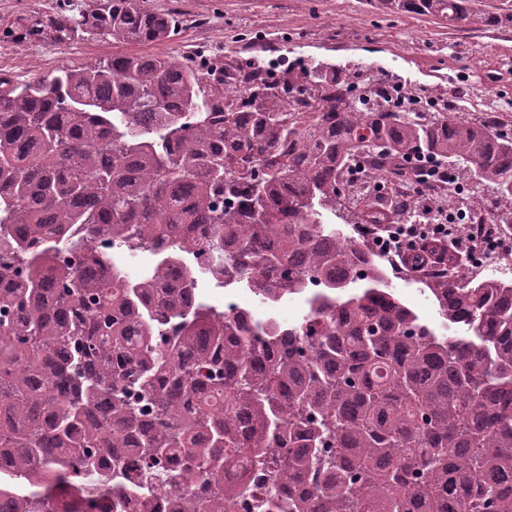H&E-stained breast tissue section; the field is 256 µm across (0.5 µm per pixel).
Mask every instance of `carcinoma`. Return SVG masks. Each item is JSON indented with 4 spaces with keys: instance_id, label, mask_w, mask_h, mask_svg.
Segmentation results:
<instances>
[{
    "instance_id": "carcinoma-1",
    "label": "carcinoma",
    "mask_w": 512,
    "mask_h": 512,
    "mask_svg": "<svg viewBox=\"0 0 512 512\" xmlns=\"http://www.w3.org/2000/svg\"><path fill=\"white\" fill-rule=\"evenodd\" d=\"M387 13L473 19L474 0H377ZM512 27V8L485 13ZM177 20L147 0H94L26 26L155 44ZM248 62L114 54L19 84L0 72V512H85L96 495L164 484L171 512H235L228 469L269 474L264 512H512V279L467 281L448 254L426 289L437 334L389 287L376 254L323 222L355 152L398 179L439 158L511 203L512 135L445 112L421 122L388 86L320 62L284 104ZM360 224L418 218L363 198ZM87 224L107 238L70 236ZM159 239L186 263L126 280L112 252ZM207 263H194L200 253ZM243 280L262 300L334 286L264 347L200 293Z\"/></svg>"
}]
</instances>
